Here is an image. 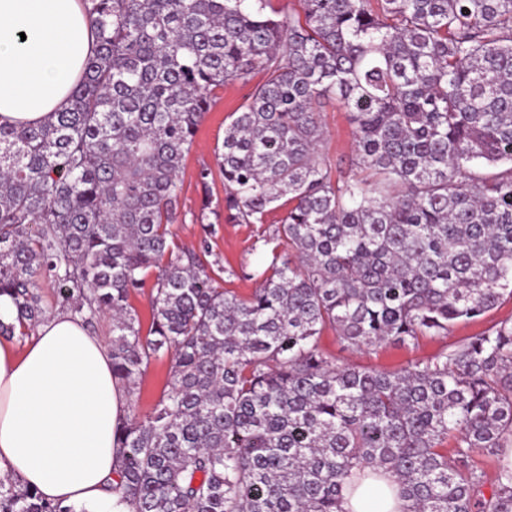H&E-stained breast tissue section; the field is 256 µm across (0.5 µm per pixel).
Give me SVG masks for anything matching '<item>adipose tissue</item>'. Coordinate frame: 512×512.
<instances>
[{"mask_svg":"<svg viewBox=\"0 0 512 512\" xmlns=\"http://www.w3.org/2000/svg\"><path fill=\"white\" fill-rule=\"evenodd\" d=\"M93 41L82 0H0V124L61 111ZM127 415L110 353L70 313L49 316L22 347L0 341V476L74 512H130L114 489ZM399 488L389 472L351 482L341 512H404Z\"/></svg>","mask_w":512,"mask_h":512,"instance_id":"adipose-tissue-1","label":"adipose tissue"}]
</instances>
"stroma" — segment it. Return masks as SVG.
Segmentation results:
<instances>
[{
  "label": "stroma",
  "mask_w": 512,
  "mask_h": 512,
  "mask_svg": "<svg viewBox=\"0 0 512 512\" xmlns=\"http://www.w3.org/2000/svg\"><path fill=\"white\" fill-rule=\"evenodd\" d=\"M247 94L240 85L226 84L209 112L202 119L194 143L186 153L179 177L182 181L179 218L169 227V242L174 252L190 250L203 262L211 277L225 289L249 295L258 282L252 273L266 253L276 245V232L283 209L273 210L263 224L216 223L214 215H201L203 194L216 198L224 196V179L213 174L207 183H200L199 171L214 165V151L224 139V126ZM325 136L321 152L332 163L348 167L353 152V127L347 112L336 102L322 101L316 107ZM512 319V299H505L496 309L483 317L457 325L448 335L427 336L409 346L384 345L369 349H348L333 330H325L321 347L339 366H361L379 371H396L416 362H424L448 351L450 346L483 331L491 324ZM170 382V362H151L140 381L137 394L130 397L128 411L135 417H144L167 392Z\"/></svg>",
  "instance_id": "stroma-1"
}]
</instances>
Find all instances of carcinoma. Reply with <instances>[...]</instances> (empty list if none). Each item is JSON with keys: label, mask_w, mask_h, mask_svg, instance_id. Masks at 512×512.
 <instances>
[{"label": "carcinoma", "mask_w": 512, "mask_h": 512, "mask_svg": "<svg viewBox=\"0 0 512 512\" xmlns=\"http://www.w3.org/2000/svg\"><path fill=\"white\" fill-rule=\"evenodd\" d=\"M299 2L83 0L96 46L69 105L0 125V336L46 318L43 277L88 328L112 315L127 391L169 359L167 393L116 428L132 512H338L354 469L394 474L406 512H512V468L486 493L473 464L512 447L511 321L394 372L320 347L327 328L352 349L446 336L512 298V0ZM229 82L251 91L201 211L285 209L288 253L248 297L168 243ZM325 99L353 125L347 175L318 149ZM151 275L144 335L129 299ZM0 512L73 509L7 476Z\"/></svg>", "instance_id": "1"}]
</instances>
